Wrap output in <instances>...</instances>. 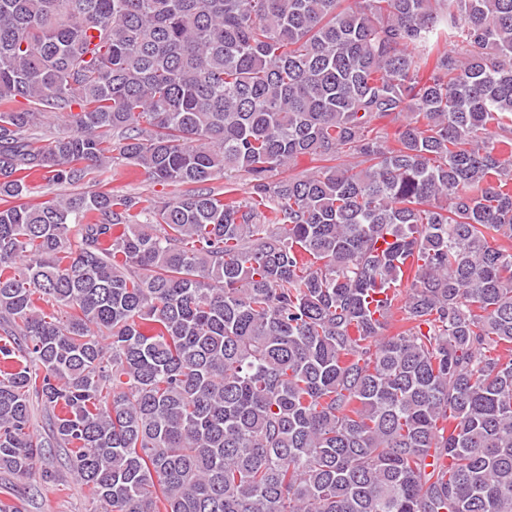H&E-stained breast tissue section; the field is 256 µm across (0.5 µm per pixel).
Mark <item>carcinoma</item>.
<instances>
[{
    "mask_svg": "<svg viewBox=\"0 0 512 512\" xmlns=\"http://www.w3.org/2000/svg\"><path fill=\"white\" fill-rule=\"evenodd\" d=\"M0 331L101 512H512V0H0ZM69 132V128L63 120L51 119L44 125L35 128L32 133L37 145L44 146L52 142L56 137ZM108 180L105 182L106 185H94L91 183L84 184H67V183H52L41 178H34L32 184L34 189L32 194L26 202L39 203L45 199H49L55 196H69L77 194H87L93 191L107 189L114 193L141 197V198H154L158 200V196L171 197V187H163L161 185L152 183L147 177L144 176L141 169L127 163L125 160H115L112 163L111 171L107 174ZM168 193V194H165Z\"/></svg>",
    "mask_w": 512,
    "mask_h": 512,
    "instance_id": "1",
    "label": "carcinoma"
}]
</instances>
